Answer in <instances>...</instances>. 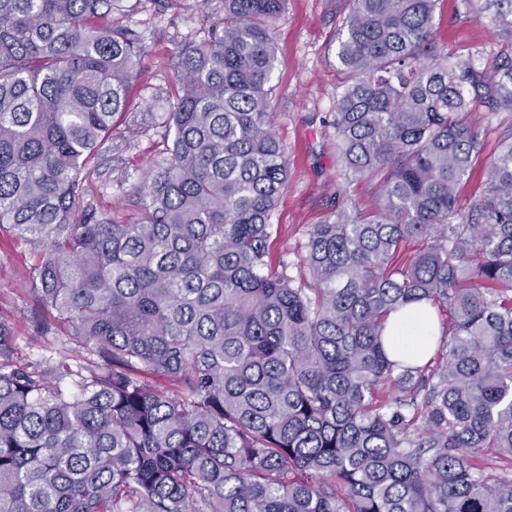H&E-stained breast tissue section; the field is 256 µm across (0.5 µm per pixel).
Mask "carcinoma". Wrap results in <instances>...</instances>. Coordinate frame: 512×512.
Returning <instances> with one entry per match:
<instances>
[{"mask_svg":"<svg viewBox=\"0 0 512 512\" xmlns=\"http://www.w3.org/2000/svg\"><path fill=\"white\" fill-rule=\"evenodd\" d=\"M117 2L0 0V233L31 245L40 303L89 350L76 371L17 366L0 323V512H512V126L458 204L475 107L512 112V0H493L491 63L441 53L439 0H351L336 167L376 203L313 225L308 288L270 263L287 0H220L182 49L134 224L84 178L145 57ZM418 302L449 314L439 354L392 360L391 319Z\"/></svg>","mask_w":512,"mask_h":512,"instance_id":"obj_1","label":"carcinoma"}]
</instances>
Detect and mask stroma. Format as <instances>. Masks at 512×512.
I'll use <instances>...</instances> for the list:
<instances>
[{
  "mask_svg": "<svg viewBox=\"0 0 512 512\" xmlns=\"http://www.w3.org/2000/svg\"><path fill=\"white\" fill-rule=\"evenodd\" d=\"M486 0L465 9L460 0H440L434 36L442 52H470L492 59L499 49ZM120 21L138 29L146 47L145 67L128 91L125 112L116 120L112 150L92 179L91 200L113 222L137 220L135 188L143 170L160 165L167 130L163 115L179 96L175 80L182 48L200 43L216 21L212 0H122ZM350 10V0H287L273 38L277 61L275 91L269 110L289 163L288 185L272 221L278 235L272 258L288 264L300 277L301 247L313 225L323 223L340 199L371 210L374 190L366 181L349 182L336 168V133L332 126L342 77L336 60L337 31ZM483 151L471 178L461 187V207L479 196L501 134L512 126V112L479 110ZM36 257L26 242L0 234V323L15 338L14 360L28 365L51 361L59 368H77L72 329L38 301L33 268ZM50 322L48 335L39 326Z\"/></svg>",
  "mask_w": 512,
  "mask_h": 512,
  "instance_id": "stroma-1",
  "label": "stroma"
}]
</instances>
